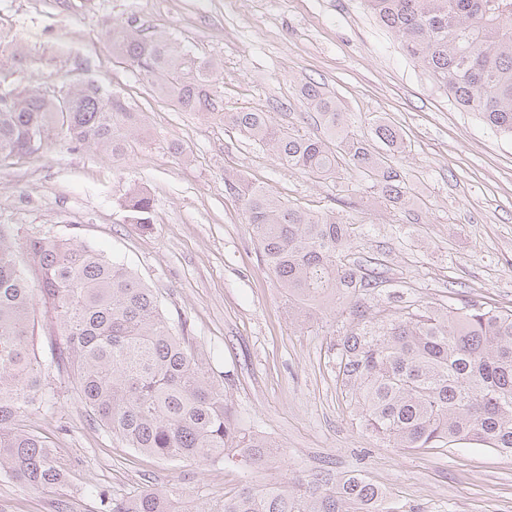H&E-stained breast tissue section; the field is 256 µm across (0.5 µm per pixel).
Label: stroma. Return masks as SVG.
<instances>
[{
  "label": "stroma",
  "instance_id": "obj_1",
  "mask_svg": "<svg viewBox=\"0 0 512 512\" xmlns=\"http://www.w3.org/2000/svg\"><path fill=\"white\" fill-rule=\"evenodd\" d=\"M130 23L222 64L215 111L181 110L113 52L109 28ZM0 63L19 89L92 80L120 92L140 127L118 162L59 126L38 151L0 159V225L20 246L74 237L124 263L223 381L240 428L286 451L260 468L139 454L96 422L71 375L49 367L50 402L22 423L48 440L65 475L49 490L1 475L0 512H102L95 486L117 499L155 489L191 512L201 497L314 473L360 475L386 490L394 512H512V456L473 441L386 447L353 421L336 379L353 306L384 314L473 300L512 311V137L459 110L364 0H0ZM309 81L336 97L364 139L377 120L399 132L404 147L390 163L416 196L412 210L348 165L322 178L288 169L224 121L256 109L295 134L324 136L299 93ZM228 171L354 225L350 257L380 272L382 286L327 314L289 316L240 200L224 189ZM135 185L152 200L145 226L124 220Z\"/></svg>",
  "mask_w": 512,
  "mask_h": 512
}]
</instances>
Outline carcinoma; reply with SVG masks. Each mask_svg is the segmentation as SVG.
<instances>
[{
  "label": "carcinoma",
  "instance_id": "cac0c4a2",
  "mask_svg": "<svg viewBox=\"0 0 512 512\" xmlns=\"http://www.w3.org/2000/svg\"><path fill=\"white\" fill-rule=\"evenodd\" d=\"M370 12L424 67L457 106L512 135V0H366ZM116 53L158 94L179 107H214L210 83L217 62L177 49L165 32L134 25L111 30ZM327 138L294 134L266 112L224 113V121L274 152L281 164L313 176L344 163L373 179L399 207L415 205L387 158L353 130L349 113L320 86L300 89ZM61 112L52 94H3L0 158L28 152L31 137L49 132L57 115L70 139L112 159L126 154L139 130L120 94L92 81L67 85ZM375 137L401 147L398 131L378 122ZM224 187L243 202L263 261L288 298V315L313 305L336 307L359 288H378L376 275L350 263L351 227L331 214L290 207L267 189L224 173ZM128 224L151 223L152 201L129 189ZM33 272L19 268L17 246L0 227V474L33 489L58 484L64 464L19 418L44 400L43 360L31 347L34 314L42 306L58 340L51 362L73 375L82 402L112 434L136 451L169 461L207 465L236 456L257 466L285 455L258 432H242L220 384L192 354L159 310L153 291L124 264L73 238H31ZM361 327L341 339L336 378L358 423L396 448H443L478 441L512 456V311L475 301L457 307L397 308L379 317L356 310ZM104 512H177L169 497L146 491L110 499L93 488ZM194 512H390L387 495L357 475L275 482L243 490Z\"/></svg>",
  "mask_w": 512,
  "mask_h": 512
}]
</instances>
